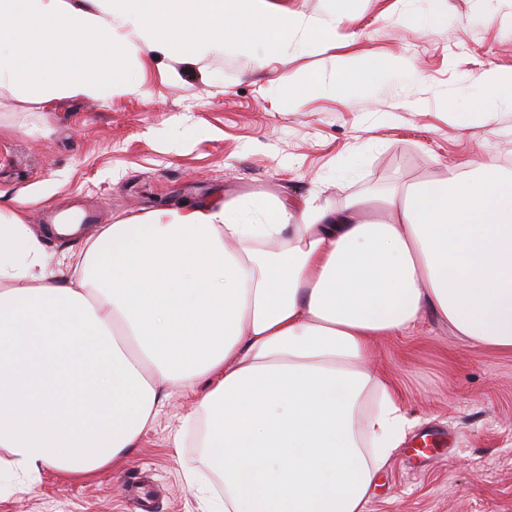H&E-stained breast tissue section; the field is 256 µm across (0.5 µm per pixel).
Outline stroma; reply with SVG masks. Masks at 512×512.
Instances as JSON below:
<instances>
[{"instance_id":"35a3bbf8","label":"stroma","mask_w":512,"mask_h":512,"mask_svg":"<svg viewBox=\"0 0 512 512\" xmlns=\"http://www.w3.org/2000/svg\"><path fill=\"white\" fill-rule=\"evenodd\" d=\"M353 24L315 54L298 40L254 56L224 48L189 58L143 50L124 59L133 85L40 101L0 86V207L20 209L50 259L83 240L45 232L43 207L100 213L103 223L252 194L336 206L447 175L459 161L512 171V102L491 121L474 108V74L512 72V0H348ZM400 65L350 98L289 96L286 77L330 84L337 54ZM373 366L415 424L378 475L365 512H512V352L477 349L425 314L385 336ZM192 395L173 392L114 474L76 481L47 471L27 492H0V512H139L126 483L147 480L155 512H198L187 471L199 452L175 449ZM454 447L426 462L423 434Z\"/></svg>"}]
</instances>
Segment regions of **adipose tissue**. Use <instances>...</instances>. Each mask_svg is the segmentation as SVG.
<instances>
[{
	"mask_svg": "<svg viewBox=\"0 0 512 512\" xmlns=\"http://www.w3.org/2000/svg\"><path fill=\"white\" fill-rule=\"evenodd\" d=\"M0 0V83L50 97L128 89L116 25L136 49L196 54L302 35L319 54L352 17L270 0ZM393 60H336L335 87ZM370 200L294 211L256 195L107 224L75 270L0 210V463L11 489L48 469L114 468L168 397L192 393L224 499L200 512H364L410 419L370 361L377 338L435 314L477 348L512 351V172L460 162ZM274 6L286 15H306L327 18L332 0H271Z\"/></svg>",
	"mask_w": 512,
	"mask_h": 512,
	"instance_id": "1",
	"label": "adipose tissue"
}]
</instances>
